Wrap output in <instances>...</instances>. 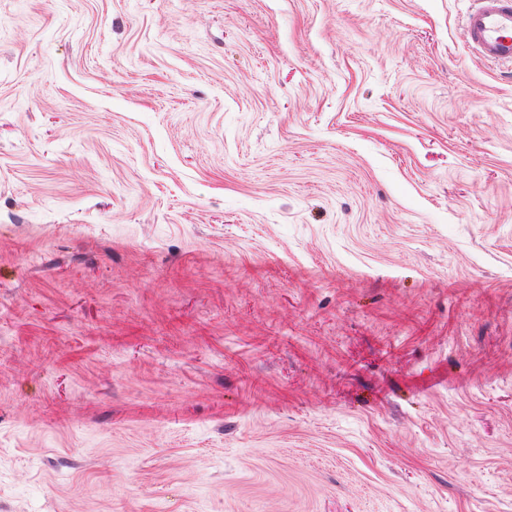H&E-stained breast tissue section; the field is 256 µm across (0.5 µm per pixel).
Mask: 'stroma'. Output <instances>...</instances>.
Wrapping results in <instances>:
<instances>
[{
	"instance_id": "35a3bbf8",
	"label": "stroma",
	"mask_w": 512,
	"mask_h": 512,
	"mask_svg": "<svg viewBox=\"0 0 512 512\" xmlns=\"http://www.w3.org/2000/svg\"><path fill=\"white\" fill-rule=\"evenodd\" d=\"M467 5L0 0V512H512Z\"/></svg>"
}]
</instances>
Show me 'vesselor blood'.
<instances>
[{"label":"vessel or blood","mask_w":512,"mask_h":512,"mask_svg":"<svg viewBox=\"0 0 512 512\" xmlns=\"http://www.w3.org/2000/svg\"><path fill=\"white\" fill-rule=\"evenodd\" d=\"M463 31L480 59L512 64V0H471Z\"/></svg>","instance_id":"vessel-or-blood-1"}]
</instances>
